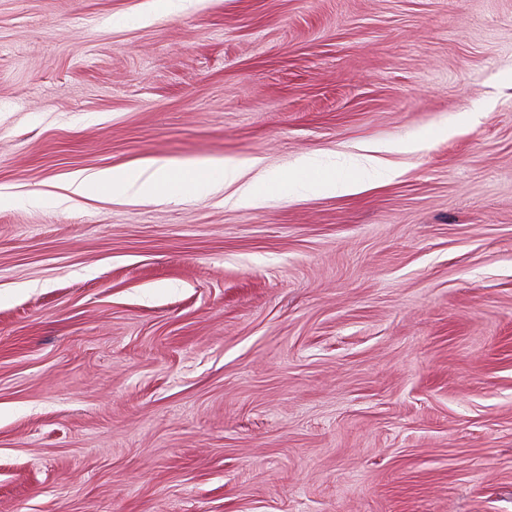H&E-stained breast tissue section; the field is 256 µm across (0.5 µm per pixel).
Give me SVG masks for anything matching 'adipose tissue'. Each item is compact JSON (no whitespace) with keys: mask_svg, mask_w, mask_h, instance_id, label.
<instances>
[{"mask_svg":"<svg viewBox=\"0 0 512 512\" xmlns=\"http://www.w3.org/2000/svg\"><path fill=\"white\" fill-rule=\"evenodd\" d=\"M300 168L306 176L301 180L287 179L278 171H265L261 185H239L241 171L238 166L223 162L197 165H177L163 159L146 161L139 168L129 171L123 168H105L93 172H80L72 176L64 186L61 201L96 191L107 198L134 202L142 199L166 201L186 199L198 194L220 195L227 186H235V202L242 206L258 205L265 199L266 190L288 185L302 195H317L342 190L354 192L356 181L336 182L322 172L315 156L300 159Z\"/></svg>","mask_w":512,"mask_h":512,"instance_id":"ef3b65f1","label":"adipose tissue"}]
</instances>
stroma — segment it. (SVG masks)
Here are the masks:
<instances>
[{
  "instance_id": "obj_1",
  "label": "stroma",
  "mask_w": 512,
  "mask_h": 512,
  "mask_svg": "<svg viewBox=\"0 0 512 512\" xmlns=\"http://www.w3.org/2000/svg\"><path fill=\"white\" fill-rule=\"evenodd\" d=\"M408 140L0 207V512H512V0H0L2 194ZM379 158L374 155L363 156L359 163L362 172L373 171L379 165ZM299 167L305 171L306 177L302 180H293L290 175L287 176L279 171L266 170L262 176V186L264 190L279 187L288 181V187L295 193L302 195H317L324 193H335L336 188L340 187L344 193H352L356 186L364 177L365 173L359 174L358 178L350 181H343L336 184V180L322 172L317 159L314 155H306L299 161ZM240 168L226 162L176 165L163 159L146 161L134 171L105 168L72 176L58 194L61 201L96 191L112 200L134 202L142 199L166 201L192 198L197 194L222 195L236 183Z\"/></svg>"
}]
</instances>
